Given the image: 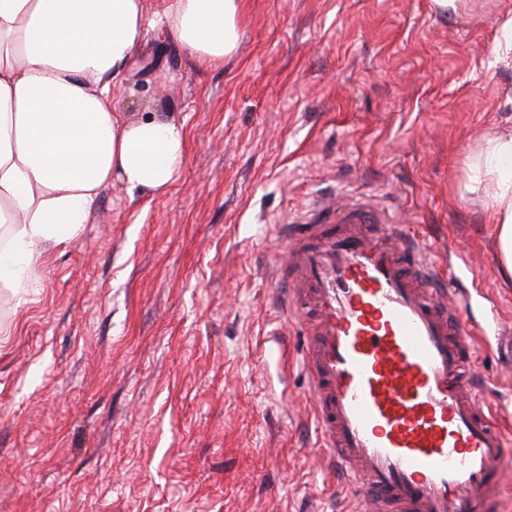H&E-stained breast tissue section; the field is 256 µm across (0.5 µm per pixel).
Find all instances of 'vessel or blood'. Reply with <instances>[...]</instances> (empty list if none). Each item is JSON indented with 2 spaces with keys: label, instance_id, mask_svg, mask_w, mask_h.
I'll list each match as a JSON object with an SVG mask.
<instances>
[{
  "label": "vessel or blood",
  "instance_id": "obj_1",
  "mask_svg": "<svg viewBox=\"0 0 512 512\" xmlns=\"http://www.w3.org/2000/svg\"><path fill=\"white\" fill-rule=\"evenodd\" d=\"M281 231L319 446L356 512H498L512 443L468 368L462 290L371 194L317 198Z\"/></svg>",
  "mask_w": 512,
  "mask_h": 512
}]
</instances>
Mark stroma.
<instances>
[{
	"instance_id": "obj_1",
	"label": "stroma",
	"mask_w": 512,
	"mask_h": 512,
	"mask_svg": "<svg viewBox=\"0 0 512 512\" xmlns=\"http://www.w3.org/2000/svg\"><path fill=\"white\" fill-rule=\"evenodd\" d=\"M510 10L246 0L207 69L146 31L113 105L179 119L182 176L163 197L113 184L0 297V512H353L316 446L304 338L273 339L276 224L317 195L399 208L468 289L472 367L512 418V284L468 179L512 126L493 51Z\"/></svg>"
}]
</instances>
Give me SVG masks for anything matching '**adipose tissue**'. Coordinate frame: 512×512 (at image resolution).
Masks as SVG:
<instances>
[{
	"mask_svg": "<svg viewBox=\"0 0 512 512\" xmlns=\"http://www.w3.org/2000/svg\"><path fill=\"white\" fill-rule=\"evenodd\" d=\"M244 0H0V292L18 288L40 257L78 235L101 192L120 182L167 194L187 136L173 118L129 119L112 105L146 27L200 67L223 64L240 39ZM512 276V127L487 139L470 166Z\"/></svg>",
	"mask_w": 512,
	"mask_h": 512,
	"instance_id": "ef3b65f1",
	"label": "adipose tissue"
}]
</instances>
